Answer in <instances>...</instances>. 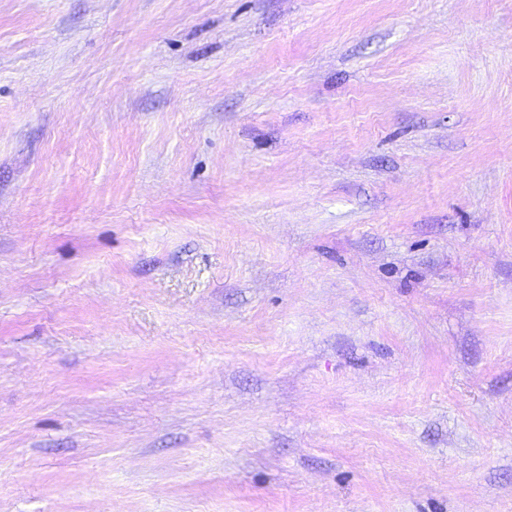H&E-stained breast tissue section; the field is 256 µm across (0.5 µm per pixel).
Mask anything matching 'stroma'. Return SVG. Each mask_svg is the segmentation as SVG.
<instances>
[{
    "label": "stroma",
    "mask_w": 512,
    "mask_h": 512,
    "mask_svg": "<svg viewBox=\"0 0 512 512\" xmlns=\"http://www.w3.org/2000/svg\"><path fill=\"white\" fill-rule=\"evenodd\" d=\"M0 512H512V0H0Z\"/></svg>",
    "instance_id": "stroma-1"
}]
</instances>
